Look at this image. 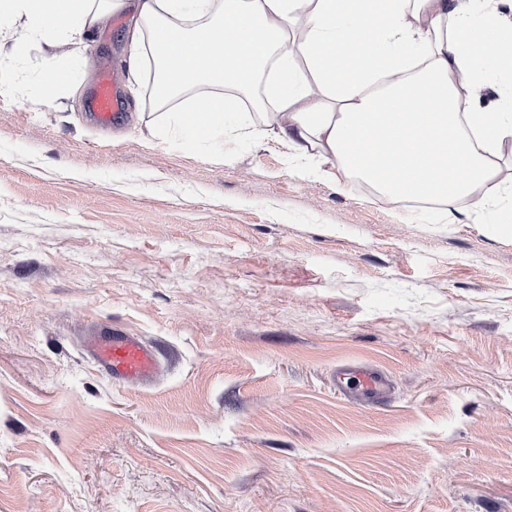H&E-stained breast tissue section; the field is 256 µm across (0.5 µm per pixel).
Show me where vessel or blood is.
Instances as JSON below:
<instances>
[{
    "label": "vessel or blood",
    "mask_w": 512,
    "mask_h": 512,
    "mask_svg": "<svg viewBox=\"0 0 512 512\" xmlns=\"http://www.w3.org/2000/svg\"><path fill=\"white\" fill-rule=\"evenodd\" d=\"M93 105L94 117L104 127L111 126L122 109V100L109 68H102L99 72ZM86 349L98 368L113 381L126 385L150 382L162 365L156 347L125 332L88 337ZM336 387L351 399L373 404L385 398L389 383L386 375L377 368L348 364L337 369Z\"/></svg>",
    "instance_id": "b4317fda"
}]
</instances>
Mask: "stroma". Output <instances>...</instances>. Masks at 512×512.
<instances>
[{"mask_svg": "<svg viewBox=\"0 0 512 512\" xmlns=\"http://www.w3.org/2000/svg\"><path fill=\"white\" fill-rule=\"evenodd\" d=\"M128 15L0 93V512H512V210L386 202L273 137L158 132ZM109 65L123 118L90 96ZM156 343L127 386L83 349ZM374 365L391 396L339 393ZM336 388L351 399L374 404L386 397L389 383L386 375L377 368L348 364L336 370Z\"/></svg>", "mask_w": 512, "mask_h": 512, "instance_id": "35a3bbf8", "label": "stroma"}]
</instances>
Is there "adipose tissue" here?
<instances>
[{
	"label": "adipose tissue",
	"mask_w": 512,
	"mask_h": 512,
	"mask_svg": "<svg viewBox=\"0 0 512 512\" xmlns=\"http://www.w3.org/2000/svg\"><path fill=\"white\" fill-rule=\"evenodd\" d=\"M123 9L129 68L157 52L167 97L215 85L219 66L244 94L264 73L279 77L271 130L229 115L221 96L169 113V129L271 132L293 156H318L395 204L466 198L492 215L512 203L496 167L512 108L490 81L512 71V0L482 11L476 0H0V37L44 45L52 59Z\"/></svg>",
	"instance_id": "adipose-tissue-1"
}]
</instances>
